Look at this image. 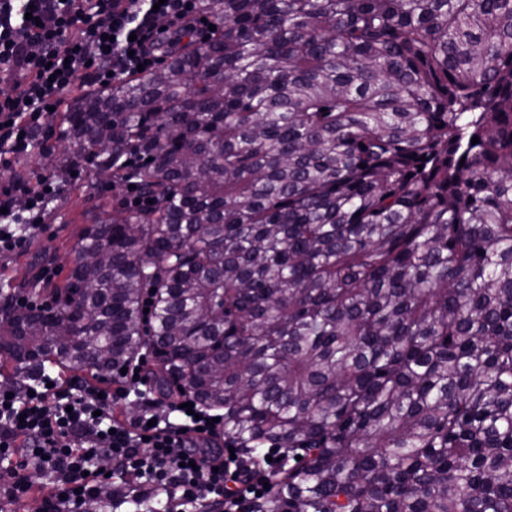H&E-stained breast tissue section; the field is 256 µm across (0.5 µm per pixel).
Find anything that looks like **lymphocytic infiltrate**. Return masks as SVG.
Masks as SVG:
<instances>
[{
	"label": "lymphocytic infiltrate",
	"mask_w": 512,
	"mask_h": 512,
	"mask_svg": "<svg viewBox=\"0 0 512 512\" xmlns=\"http://www.w3.org/2000/svg\"><path fill=\"white\" fill-rule=\"evenodd\" d=\"M198 0H0V170L28 142L54 99L91 75L105 82L150 66L174 34L201 36ZM34 378L24 394L0 388V506L29 496L32 472L48 475L40 512H85L111 504L112 482L100 470L136 481L141 496L165 491L170 512H248L270 473L288 457L271 448L252 460L230 453L224 424L189 394L149 400L128 424L115 422L112 393Z\"/></svg>",
	"instance_id": "obj_1"
}]
</instances>
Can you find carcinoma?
I'll return each mask as SVG.
<instances>
[{
  "label": "carcinoma",
  "instance_id": "1",
  "mask_svg": "<svg viewBox=\"0 0 512 512\" xmlns=\"http://www.w3.org/2000/svg\"><path fill=\"white\" fill-rule=\"evenodd\" d=\"M199 8L9 173L17 212L84 167L136 201L86 214L50 315L0 292L4 382L149 349L160 397L288 449L253 512H512V0Z\"/></svg>",
  "mask_w": 512,
  "mask_h": 512
}]
</instances>
